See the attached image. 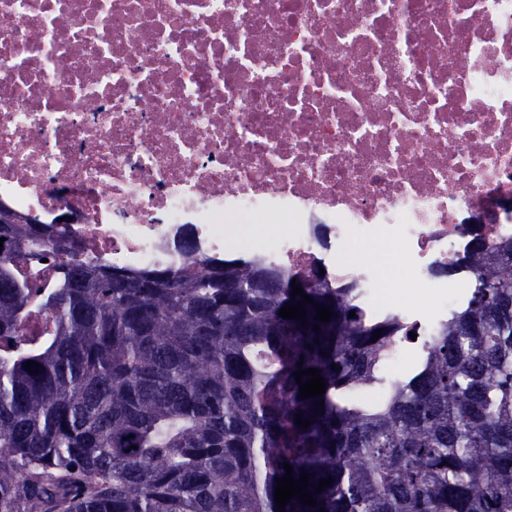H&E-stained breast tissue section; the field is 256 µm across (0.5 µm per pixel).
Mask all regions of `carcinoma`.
Wrapping results in <instances>:
<instances>
[{"label":"carcinoma","instance_id":"obj_1","mask_svg":"<svg viewBox=\"0 0 512 512\" xmlns=\"http://www.w3.org/2000/svg\"><path fill=\"white\" fill-rule=\"evenodd\" d=\"M58 232L0 205V512H281L286 464L317 499L286 512H512L511 237L448 265L471 286L390 377L419 327L355 288L311 274L302 325L279 316L293 275L255 256L186 240L180 264L114 266ZM300 368L323 395L299 399Z\"/></svg>","mask_w":512,"mask_h":512}]
</instances>
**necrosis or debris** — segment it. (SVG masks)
Returning <instances> with one entry per match:
<instances>
[{"label": "necrosis or debris", "instance_id": "necrosis-or-debris-1", "mask_svg": "<svg viewBox=\"0 0 512 512\" xmlns=\"http://www.w3.org/2000/svg\"><path fill=\"white\" fill-rule=\"evenodd\" d=\"M0 204L152 267L229 243L387 313L353 238L512 237V0H0ZM276 224L271 238L251 223Z\"/></svg>", "mask_w": 512, "mask_h": 512}]
</instances>
